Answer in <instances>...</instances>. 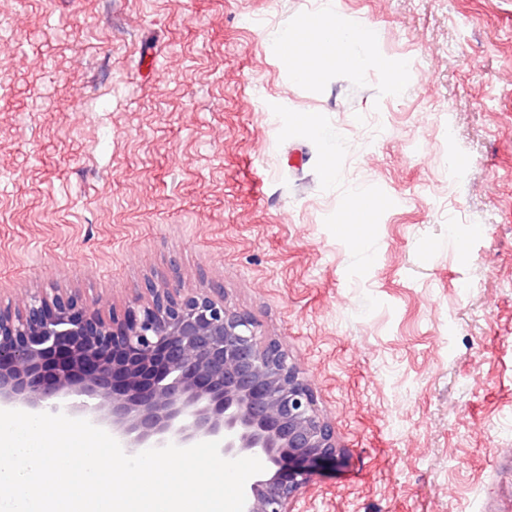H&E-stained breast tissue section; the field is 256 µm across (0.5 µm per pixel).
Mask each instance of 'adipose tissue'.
Wrapping results in <instances>:
<instances>
[{"label": "adipose tissue", "instance_id": "ef3b65f1", "mask_svg": "<svg viewBox=\"0 0 512 512\" xmlns=\"http://www.w3.org/2000/svg\"><path fill=\"white\" fill-rule=\"evenodd\" d=\"M374 41L375 33L371 28L349 27L331 13L306 17L298 27L284 28L275 38L277 48L295 60V76L301 81L308 80L313 71L325 68L364 73L373 65V56L354 55L349 48L355 43L370 45ZM313 43L323 48L322 57L315 59L308 54L307 48Z\"/></svg>", "mask_w": 512, "mask_h": 512}]
</instances>
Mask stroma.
I'll return each instance as SVG.
<instances>
[{"mask_svg":"<svg viewBox=\"0 0 512 512\" xmlns=\"http://www.w3.org/2000/svg\"><path fill=\"white\" fill-rule=\"evenodd\" d=\"M320 2L372 69L296 80L311 0L0 5V306L221 286L342 448L294 512H512V0Z\"/></svg>","mask_w":512,"mask_h":512,"instance_id":"35a3bbf8","label":"stroma"}]
</instances>
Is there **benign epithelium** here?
<instances>
[{"mask_svg": "<svg viewBox=\"0 0 512 512\" xmlns=\"http://www.w3.org/2000/svg\"><path fill=\"white\" fill-rule=\"evenodd\" d=\"M145 281L133 305L103 312L57 288L0 308V404L103 425L132 454L202 439L226 459L256 457L244 512L292 505L341 449L280 342L222 288Z\"/></svg>", "mask_w": 512, "mask_h": 512, "instance_id": "benign-epithelium-1", "label": "benign epithelium"}]
</instances>
